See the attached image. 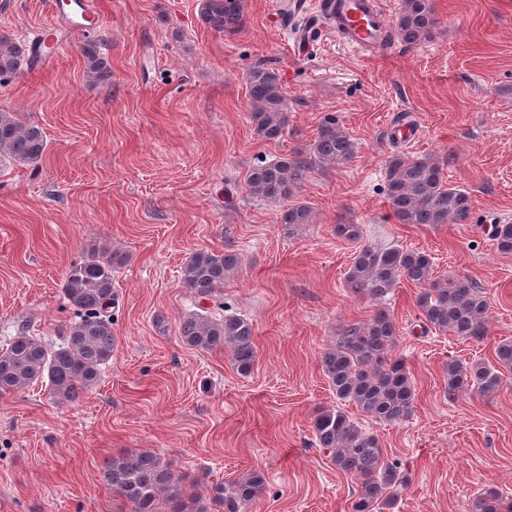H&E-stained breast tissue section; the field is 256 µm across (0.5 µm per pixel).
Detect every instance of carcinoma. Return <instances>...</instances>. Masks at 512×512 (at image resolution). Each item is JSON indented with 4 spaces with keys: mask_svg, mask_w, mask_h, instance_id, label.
Listing matches in <instances>:
<instances>
[{
    "mask_svg": "<svg viewBox=\"0 0 512 512\" xmlns=\"http://www.w3.org/2000/svg\"><path fill=\"white\" fill-rule=\"evenodd\" d=\"M245 10L246 0H204L201 20L210 30L230 35L243 26ZM435 26L432 0H403L396 23L403 44L411 46L430 38ZM84 54L88 77L94 81L110 79L107 60L94 47L84 49ZM36 59L34 51L0 31V78L15 74L23 62L32 64ZM246 84L255 134L263 140L281 138L290 115L278 73L261 63L253 65L246 73ZM46 146L38 125L24 120L19 112L0 110V155L21 164H35ZM356 150L340 120L328 116L308 147L252 167L247 189L267 200L291 199L313 169L344 166L352 162ZM387 198L401 224L472 223L469 193L446 183L442 167L427 159L393 155L388 165ZM280 223L288 226L291 235L311 223V211L295 203L282 213ZM335 231L348 241L364 237L361 224H338ZM493 240L498 252L512 254V224L494 225ZM240 261L237 253L229 251L200 249L192 254L183 267L182 286L198 299L212 302L222 314L205 310L184 316L179 321V336L200 351H228L236 371L247 376L257 357L254 325L243 316L228 313L223 301L224 280ZM118 264L119 255L101 252L71 265L64 277L63 293L78 320L68 325L62 346L54 351L23 332L13 337L0 350V396L46 379L58 404L69 405L97 386L103 367L117 348L112 308L116 300L113 273ZM433 273V260L423 251L364 245L345 274L344 288L352 297L380 301L406 280L420 288L416 306L425 327L463 340L485 336L489 304L476 282L467 276L441 281ZM398 336L394 316L382 308L366 323L346 329L336 345L321 356L323 373L336 398L376 421L397 422L411 416L414 409L410 372L404 359L394 354ZM446 372L450 400L464 389L493 394L505 381V373H512V340L498 344L492 361L479 360L467 366L450 361ZM312 430L316 444L329 452L336 467L358 479L351 512H383L408 486L409 474L386 457L379 438L341 409L318 412ZM103 478L129 512H207L206 500L216 505L218 512H242L262 494L265 483L260 472L251 470L227 489L222 484L202 489L154 453L128 450L105 460ZM471 512H512V504L503 502L498 492L485 490L473 499Z\"/></svg>",
    "mask_w": 512,
    "mask_h": 512,
    "instance_id": "obj_1",
    "label": "carcinoma"
}]
</instances>
